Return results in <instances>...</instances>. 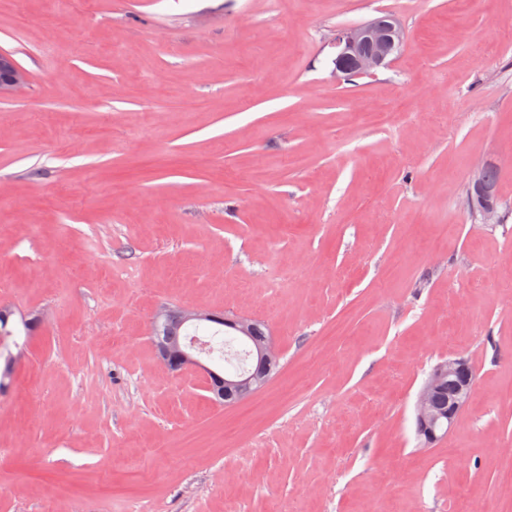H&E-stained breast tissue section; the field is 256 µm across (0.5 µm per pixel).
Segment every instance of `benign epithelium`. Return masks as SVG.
Instances as JSON below:
<instances>
[{
  "instance_id": "7a95c632",
  "label": "benign epithelium",
  "mask_w": 512,
  "mask_h": 512,
  "mask_svg": "<svg viewBox=\"0 0 512 512\" xmlns=\"http://www.w3.org/2000/svg\"><path fill=\"white\" fill-rule=\"evenodd\" d=\"M404 42V32L396 21L377 24L373 21L345 28L336 33L333 44L336 47L334 58L335 71L344 76L362 75L371 73L377 68L386 65L388 58L398 51ZM28 74L14 59L13 55L0 51V99L15 96L26 86ZM477 193L466 194L465 205L468 209L481 212L485 220L490 221L497 217L495 205L488 203L484 197L489 195L490 189L483 185L481 173L472 177ZM182 322L193 324L206 320H215L214 312L205 308H180ZM158 357L165 366L176 368L197 367L205 372L208 380L219 388V397L223 398L236 392L240 395L251 391L256 380L251 376L238 375L235 377H222L214 370L203 365L200 360L186 351L165 344L156 346ZM259 361L271 363L280 357L279 348L274 339L270 338L265 345L256 351ZM448 376V419L446 427L451 430L455 427L461 410L466 406L471 395L474 378L469 362L464 358H450L437 365L424 386L422 387L417 403V428L425 429L437 419L432 411L430 396L436 389L438 380Z\"/></svg>"
}]
</instances>
